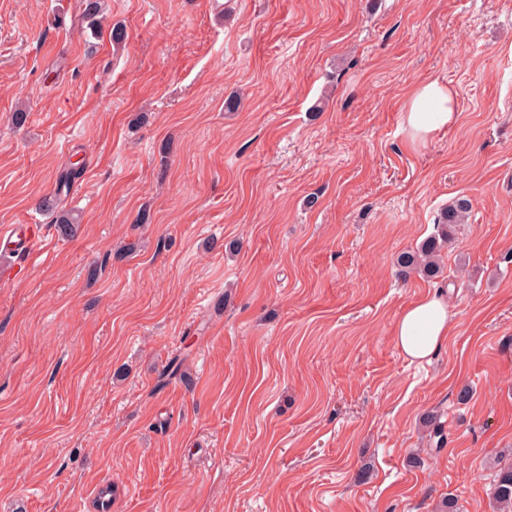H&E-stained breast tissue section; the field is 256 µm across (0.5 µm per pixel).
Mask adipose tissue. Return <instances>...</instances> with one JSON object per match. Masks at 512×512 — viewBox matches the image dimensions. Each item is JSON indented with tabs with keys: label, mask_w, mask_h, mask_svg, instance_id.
I'll use <instances>...</instances> for the list:
<instances>
[{
	"label": "adipose tissue",
	"mask_w": 512,
	"mask_h": 512,
	"mask_svg": "<svg viewBox=\"0 0 512 512\" xmlns=\"http://www.w3.org/2000/svg\"><path fill=\"white\" fill-rule=\"evenodd\" d=\"M456 93L439 80L431 79L414 90L405 114L410 135L426 139L455 122ZM453 328L448 303L441 293L430 292L405 309L396 326L401 352L413 360H426L447 341Z\"/></svg>",
	"instance_id": "1"
}]
</instances>
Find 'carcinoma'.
Here are the masks:
<instances>
[{"label":"carcinoma","instance_id":"cac0c4a2","mask_svg":"<svg viewBox=\"0 0 512 512\" xmlns=\"http://www.w3.org/2000/svg\"><path fill=\"white\" fill-rule=\"evenodd\" d=\"M101 13V0H84V16L94 30L99 27ZM470 212L471 203L465 197H459L450 203L440 214L438 234L422 241L416 250L399 257L401 274L416 271L427 278L440 277L443 273L440 264L441 252L451 242L452 230L465 223ZM493 495L500 512H512V460L498 469Z\"/></svg>","mask_w":512,"mask_h":512}]
</instances>
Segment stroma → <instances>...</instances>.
Masks as SVG:
<instances>
[{
	"instance_id": "35a3bbf8",
	"label": "stroma",
	"mask_w": 512,
	"mask_h": 512,
	"mask_svg": "<svg viewBox=\"0 0 512 512\" xmlns=\"http://www.w3.org/2000/svg\"><path fill=\"white\" fill-rule=\"evenodd\" d=\"M223 3L104 0L97 36L83 0H0V227L41 228L0 273V512L106 482L109 512H496L512 0ZM434 78L457 119L410 141ZM460 196L443 276H402ZM438 287L453 332L407 359ZM452 314L442 293L430 292L405 309L396 326L401 352L412 360H427L448 340Z\"/></svg>"
}]
</instances>
